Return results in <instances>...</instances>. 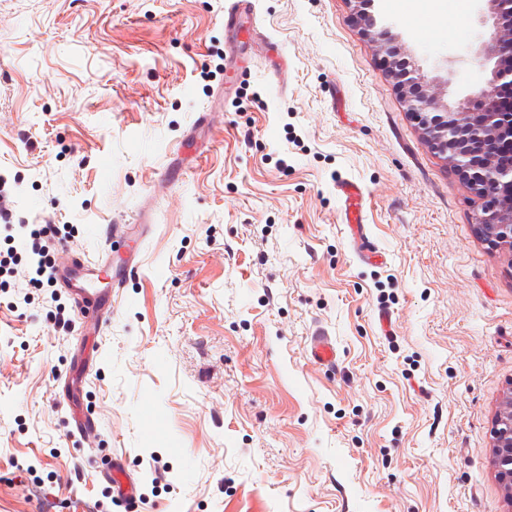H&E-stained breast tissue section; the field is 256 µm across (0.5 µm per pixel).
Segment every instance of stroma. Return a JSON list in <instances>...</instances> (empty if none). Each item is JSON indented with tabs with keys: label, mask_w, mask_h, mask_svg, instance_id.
Listing matches in <instances>:
<instances>
[{
	"label": "stroma",
	"mask_w": 512,
	"mask_h": 512,
	"mask_svg": "<svg viewBox=\"0 0 512 512\" xmlns=\"http://www.w3.org/2000/svg\"><path fill=\"white\" fill-rule=\"evenodd\" d=\"M373 13L449 100L487 88L474 8ZM365 18L257 0L269 40L231 68L224 0H0L7 224L53 221L91 259L101 228L151 216L109 243L138 269L98 332L63 289L0 274V512H512L492 464L512 249L479 235ZM344 179L375 255L342 222ZM319 331L336 366L308 357Z\"/></svg>",
	"instance_id": "stroma-1"
}]
</instances>
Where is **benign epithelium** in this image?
I'll use <instances>...</instances> for the list:
<instances>
[{
  "mask_svg": "<svg viewBox=\"0 0 512 512\" xmlns=\"http://www.w3.org/2000/svg\"><path fill=\"white\" fill-rule=\"evenodd\" d=\"M481 22L490 24L489 38L474 55L477 65L490 73V89L463 103H451L436 90L442 78L425 79L419 70L388 61L391 76L402 94L407 111L416 120L424 139L448 162L469 192L482 201L476 221L489 244L512 245V213L499 210L495 197L500 189H512V167L502 166L490 155L478 157L479 144L491 147L499 138L512 137V111L495 107L512 91V0H480ZM380 30H375V27ZM378 51L391 52L390 24L366 23Z\"/></svg>",
  "mask_w": 512,
  "mask_h": 512,
  "instance_id": "benign-epithelium-1",
  "label": "benign epithelium"
}]
</instances>
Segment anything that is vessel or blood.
Masks as SVG:
<instances>
[{
	"label": "vessel or blood",
	"instance_id": "b4317fda",
	"mask_svg": "<svg viewBox=\"0 0 512 512\" xmlns=\"http://www.w3.org/2000/svg\"><path fill=\"white\" fill-rule=\"evenodd\" d=\"M255 12V0H225L224 26L234 36L230 45L233 52L238 53L246 50L252 43L266 41V34L252 24ZM337 193L343 201L345 222L350 231L357 237H364L362 187L357 182L346 179L338 184ZM130 275V269H113L112 250L108 247L92 260L66 254L57 266L58 281L70 290L76 305L93 326L111 319L112 291L122 287ZM309 358L318 365L333 366L336 365L339 354L331 338L319 334L311 339Z\"/></svg>",
	"mask_w": 512,
	"mask_h": 512
}]
</instances>
